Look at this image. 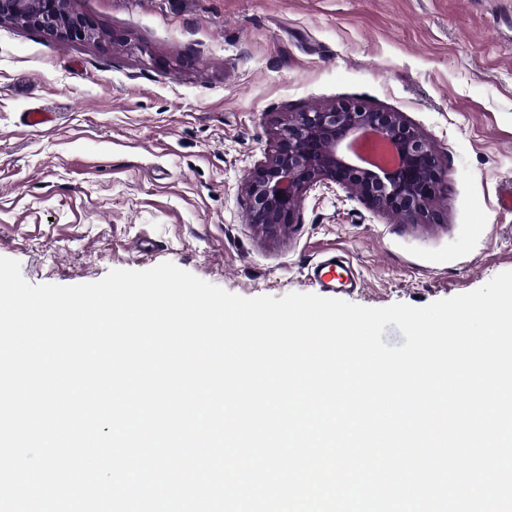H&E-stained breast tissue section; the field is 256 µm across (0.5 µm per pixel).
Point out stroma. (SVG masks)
Instances as JSON below:
<instances>
[{
	"label": "stroma",
	"instance_id": "obj_1",
	"mask_svg": "<svg viewBox=\"0 0 512 512\" xmlns=\"http://www.w3.org/2000/svg\"><path fill=\"white\" fill-rule=\"evenodd\" d=\"M96 39L0 23V257L32 285L169 261L246 297L428 305L512 270V0H69ZM343 101L435 148V219L307 192L269 234L244 178L276 122ZM38 108L51 124L32 128ZM361 290L312 277L328 256Z\"/></svg>",
	"mask_w": 512,
	"mask_h": 512
}]
</instances>
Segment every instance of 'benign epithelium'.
<instances>
[{"label": "benign epithelium", "mask_w": 512, "mask_h": 512, "mask_svg": "<svg viewBox=\"0 0 512 512\" xmlns=\"http://www.w3.org/2000/svg\"><path fill=\"white\" fill-rule=\"evenodd\" d=\"M1 20L70 41L95 34L66 0H0ZM442 182L433 146L401 113L344 102L289 113L272 153L247 175L244 188L250 223L274 233L291 223L308 190L330 183L378 212L412 224L431 221Z\"/></svg>", "instance_id": "obj_1"}]
</instances>
